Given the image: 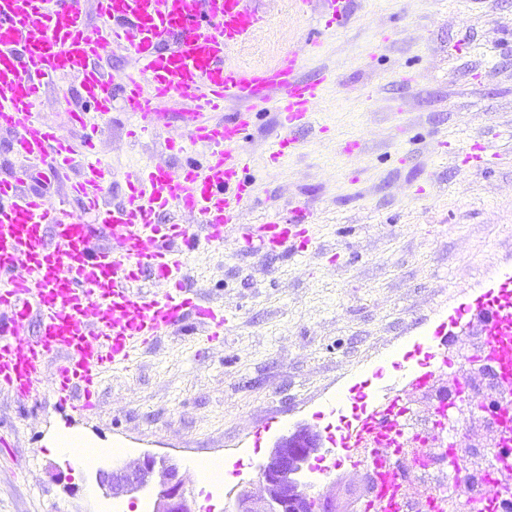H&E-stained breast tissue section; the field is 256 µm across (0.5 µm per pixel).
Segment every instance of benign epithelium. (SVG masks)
I'll return each instance as SVG.
<instances>
[{"label":"benign epithelium","mask_w":512,"mask_h":512,"mask_svg":"<svg viewBox=\"0 0 512 512\" xmlns=\"http://www.w3.org/2000/svg\"><path fill=\"white\" fill-rule=\"evenodd\" d=\"M323 449L321 436L306 425H297L278 438L262 466L263 495L240 493L235 512H305L321 495L307 478L310 460ZM97 484L103 494L118 498L147 489L156 491L154 512H194L191 509L178 462L169 457L145 454L133 466L98 470Z\"/></svg>","instance_id":"7a95c632"}]
</instances>
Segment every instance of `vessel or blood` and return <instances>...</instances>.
Here are the masks:
<instances>
[{
	"instance_id": "b4317fda",
	"label": "vessel or blood",
	"mask_w": 512,
	"mask_h": 512,
	"mask_svg": "<svg viewBox=\"0 0 512 512\" xmlns=\"http://www.w3.org/2000/svg\"><path fill=\"white\" fill-rule=\"evenodd\" d=\"M316 2L327 28L347 19L350 0H295V6L305 15ZM95 11L100 24L93 28L85 0H0V125L16 129L15 155L65 176L74 149L41 121L39 107L49 89L71 81L77 99L66 107L70 120L94 134L99 128L88 125L87 112L104 117L122 104L137 122L135 135L144 136L153 133L161 102L183 98L190 106V143L206 156L176 169L154 166L131 182L122 201L110 204L104 200L109 171L87 149L68 185L74 210L26 189L20 173L0 175V391L26 399L43 388L79 413L96 408L107 370L128 368L138 349L164 333L192 320L206 326L208 340L221 337L224 310L188 296L183 286L185 254L203 243L220 245L226 228L235 225L256 254L307 246L312 215L306 210L241 225L256 197L254 182L241 176V143L250 113L262 108L279 112L288 131L273 144V156L295 150L292 132L311 123L324 87L323 80L301 75L305 54L317 46L313 40L268 64L235 61V53L270 23L257 0H95ZM112 48L137 64L120 85L101 62ZM232 103L239 111L224 116ZM171 208L197 216L198 224L159 223ZM20 266L26 276L16 275ZM147 271L164 283L163 292L143 291ZM474 318L483 340L470 360L493 363L512 385L510 276L440 323L425 340L428 367L404 374L390 396L341 434L347 456L332 461V468L371 467L379 475L366 512H407L409 469L386 440L399 428L401 411L435 375L450 376L457 393H467L472 370L449 349L448 328ZM32 322L37 329L31 335ZM448 477L459 491L457 512H473L463 458L453 459Z\"/></svg>"
}]
</instances>
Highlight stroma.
I'll use <instances>...</instances> for the list:
<instances>
[{
    "mask_svg": "<svg viewBox=\"0 0 512 512\" xmlns=\"http://www.w3.org/2000/svg\"><path fill=\"white\" fill-rule=\"evenodd\" d=\"M270 26L235 58L270 60L318 41L302 74H332L314 131L297 149L271 158L285 130L274 112L254 116L242 149L243 176L256 200L242 221L296 206L313 212L306 253L266 258L246 252L237 231L188 259L189 281L203 300L224 305L223 337L199 342L174 331L138 353L130 370L108 374L95 411L55 404L48 391L21 402L0 394V435L14 448L0 459V512H129L96 473L144 454L177 460L194 512H231L233 492L263 493L257 468L274 442L297 424L337 436L330 403L338 394H382L399 367L416 368V350L452 310L512 273V0H355L347 26L327 29L318 11L299 15L293 0H263ZM75 87L50 91L42 119L81 142L63 109ZM155 139L127 137L123 112L88 123L101 127L99 156L119 200L128 175L156 164L203 160L174 156L185 140L186 105L162 102ZM486 147L479 170L456 162ZM75 435L105 451L80 468L59 452L57 435ZM242 466L215 484L200 460ZM335 512H355L364 472L344 466L322 482Z\"/></svg>",
    "mask_w": 512,
    "mask_h": 512,
    "instance_id": "stroma-1",
    "label": "stroma"
}]
</instances>
